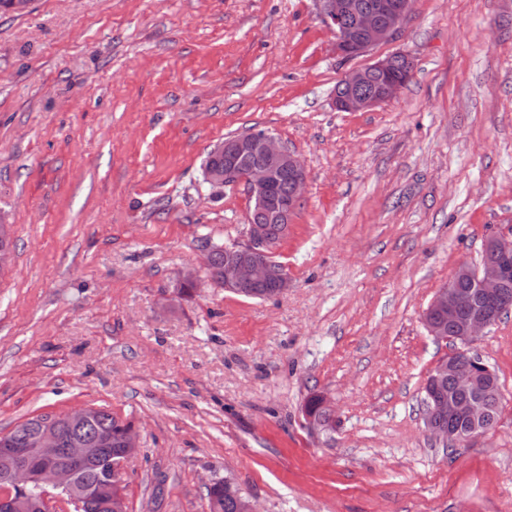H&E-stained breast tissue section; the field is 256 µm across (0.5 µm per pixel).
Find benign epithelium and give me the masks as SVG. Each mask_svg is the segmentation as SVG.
Instances as JSON below:
<instances>
[{"label": "benign epithelium", "mask_w": 512, "mask_h": 512, "mask_svg": "<svg viewBox=\"0 0 512 512\" xmlns=\"http://www.w3.org/2000/svg\"><path fill=\"white\" fill-rule=\"evenodd\" d=\"M322 24L334 32L336 49L344 57L361 56L375 46L393 38L412 11L413 0H374L364 6L359 0H315ZM402 54L380 58L372 64L348 71L336 90V109L361 112L378 106L396 95L402 82L394 72ZM224 168L209 171L212 182L238 180L236 160L255 155L260 161L246 176L251 197L259 209L270 210L269 221L288 225L300 204L306 184V172L299 156L277 138L267 133L241 135L220 146ZM282 175L288 176V197L275 199L270 188ZM249 241L239 247L240 256L224 263V288L242 292L269 281L273 272L269 264L252 257L254 245L261 241L273 252L277 242L267 238L266 229L253 224ZM486 258L478 265L460 264L431 300L423 320L428 333L440 342H448L444 330L456 332V351L439 360L428 377L426 403L433 413L448 414L460 422L450 431L433 420H426L425 432L443 445L460 446L472 437L485 433L488 410L483 395L497 389L495 371L472 347L486 329L494 325L495 313L512 307V231L494 236L485 244ZM459 277L469 279L472 292L465 296L455 287ZM453 378L463 395L439 392L442 380ZM95 415L91 406H83L60 415L71 424L90 421ZM106 436L62 439L55 419L41 421L40 426L24 435L15 448H0V512H81L85 488L78 482L72 467L60 464L67 458L73 464H96L102 449L108 447ZM123 459L117 464L106 462L107 471L124 473L125 464L140 448L139 435L129 429L123 437ZM35 487V496L29 488ZM104 512H127V499L112 493V480L102 488Z\"/></svg>", "instance_id": "1"}]
</instances>
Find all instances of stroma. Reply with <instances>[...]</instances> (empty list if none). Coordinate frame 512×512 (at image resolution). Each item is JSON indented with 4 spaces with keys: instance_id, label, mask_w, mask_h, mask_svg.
Listing matches in <instances>:
<instances>
[{
    "instance_id": "1",
    "label": "stroma",
    "mask_w": 512,
    "mask_h": 512,
    "mask_svg": "<svg viewBox=\"0 0 512 512\" xmlns=\"http://www.w3.org/2000/svg\"><path fill=\"white\" fill-rule=\"evenodd\" d=\"M396 52L409 82L338 111L344 75ZM259 130L307 173L276 250L289 287L263 300L202 264L204 243L247 244L253 205L204 158ZM0 217V430L85 405L130 421L129 512H209L225 476L257 512H512V311L475 345L496 427L449 449L421 406L453 351L424 310L512 226V0H414L352 59L314 0L0 12ZM315 393L324 426L303 412Z\"/></svg>"
}]
</instances>
